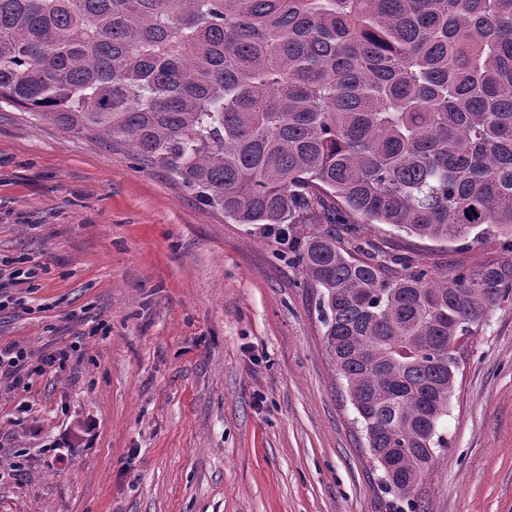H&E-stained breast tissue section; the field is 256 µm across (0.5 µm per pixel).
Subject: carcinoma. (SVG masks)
I'll return each mask as SVG.
<instances>
[{"mask_svg": "<svg viewBox=\"0 0 512 512\" xmlns=\"http://www.w3.org/2000/svg\"><path fill=\"white\" fill-rule=\"evenodd\" d=\"M0 104L121 144L272 238L382 486L414 506L459 340L512 293V0H0ZM509 240L472 270L357 258L311 222Z\"/></svg>", "mask_w": 512, "mask_h": 512, "instance_id": "carcinoma-1", "label": "carcinoma"}]
</instances>
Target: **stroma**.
<instances>
[{
	"label": "stroma",
	"mask_w": 512,
	"mask_h": 512,
	"mask_svg": "<svg viewBox=\"0 0 512 512\" xmlns=\"http://www.w3.org/2000/svg\"><path fill=\"white\" fill-rule=\"evenodd\" d=\"M355 242L442 273L501 255L386 224ZM0 257L38 269L0 311V344L31 355L28 376L0 381V512H393L278 244L5 105ZM459 351L416 512H512V295Z\"/></svg>",
	"instance_id": "obj_1"
}]
</instances>
